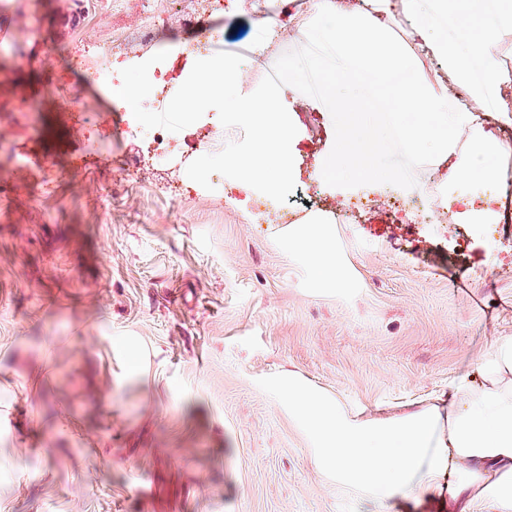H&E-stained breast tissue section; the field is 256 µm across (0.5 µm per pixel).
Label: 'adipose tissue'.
Here are the masks:
<instances>
[{
	"mask_svg": "<svg viewBox=\"0 0 512 512\" xmlns=\"http://www.w3.org/2000/svg\"><path fill=\"white\" fill-rule=\"evenodd\" d=\"M413 15L419 40L403 45L387 36L393 0H314L317 15L329 27L307 22L303 35L312 43L332 45L344 67L331 70L324 90L336 97L341 114L340 152L319 169L324 179L354 180L368 172L374 137L364 133L367 105L350 83L348 67L369 74L380 89L378 111L391 115L403 141L416 154L451 156L449 178L473 186L460 197L465 224L497 220V200L482 186L500 179L512 146L479 127L470 109L450 97L440 78H417L421 57L437 60L444 72L464 86L471 98L512 80L500 55L512 37V0H499V25L475 21L467 27L469 54H462L442 34L439 18L450 11L470 12V0H402ZM325 227L308 225L290 239L306 253L319 282L336 278ZM282 396L316 443L315 461L325 473L355 488L373 502L401 496L417 500L438 493L456 504L484 498L512 507V336L498 337L474 374L448 385L446 409L423 410L390 424L372 426L348 417L337 402L300 384H288Z\"/></svg>",
	"mask_w": 512,
	"mask_h": 512,
	"instance_id": "adipose-tissue-1",
	"label": "adipose tissue"
}]
</instances>
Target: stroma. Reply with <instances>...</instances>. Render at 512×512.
Here are the masks:
<instances>
[{
	"label": "stroma",
	"mask_w": 512,
	"mask_h": 512,
	"mask_svg": "<svg viewBox=\"0 0 512 512\" xmlns=\"http://www.w3.org/2000/svg\"><path fill=\"white\" fill-rule=\"evenodd\" d=\"M62 17L61 0H0V512H448L327 477L280 381L372 423L439 405L512 336V177L488 188L499 223H457L465 186L393 130L370 165L405 185L321 181L332 117L295 92L287 201L317 206L268 217L274 200L186 174L217 113L169 137L165 166L126 141L122 100L75 53L111 6ZM435 189L439 223L421 204ZM311 222L335 283L288 245Z\"/></svg>",
	"instance_id": "stroma-1"
}]
</instances>
